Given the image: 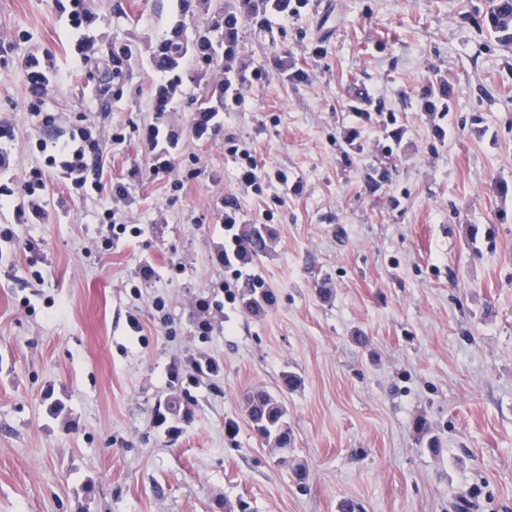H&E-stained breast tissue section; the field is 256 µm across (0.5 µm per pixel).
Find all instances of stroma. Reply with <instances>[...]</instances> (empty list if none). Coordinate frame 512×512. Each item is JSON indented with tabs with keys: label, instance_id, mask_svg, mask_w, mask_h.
Instances as JSON below:
<instances>
[{
	"label": "stroma",
	"instance_id": "obj_1",
	"mask_svg": "<svg viewBox=\"0 0 512 512\" xmlns=\"http://www.w3.org/2000/svg\"><path fill=\"white\" fill-rule=\"evenodd\" d=\"M480 3L306 0L272 38L245 32L237 61L264 76L207 139L192 113L154 112L146 62L105 118L99 72L73 64L103 36L148 52L170 0H92L90 31L68 0H0V188L13 199L0 225L19 232L0 249V512H512V193L493 190L512 185V50L461 24ZM37 68L52 89L34 86ZM436 76L456 91L439 119L420 107ZM360 90L385 116L348 111ZM82 130L99 143L84 176L101 186L85 195L47 164ZM234 148L260 189L237 181ZM379 165L392 175L375 191ZM228 211L276 232L253 269L275 297L259 317L224 295ZM112 224L129 231L107 249ZM200 354L217 375L170 381ZM287 371L301 486L244 411Z\"/></svg>",
	"mask_w": 512,
	"mask_h": 512
}]
</instances>
